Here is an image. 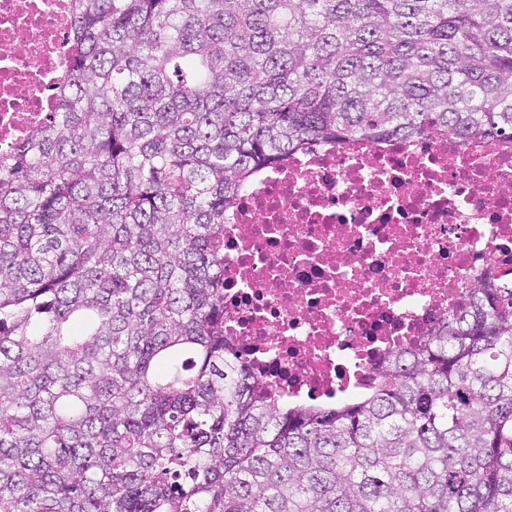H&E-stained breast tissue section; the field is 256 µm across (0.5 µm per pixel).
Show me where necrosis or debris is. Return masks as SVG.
I'll use <instances>...</instances> for the list:
<instances>
[{"instance_id": "obj_1", "label": "necrosis or debris", "mask_w": 512, "mask_h": 512, "mask_svg": "<svg viewBox=\"0 0 512 512\" xmlns=\"http://www.w3.org/2000/svg\"><path fill=\"white\" fill-rule=\"evenodd\" d=\"M72 0H0V148L69 68ZM512 267V140L327 143L254 171L224 213V338L291 401L369 387Z\"/></svg>"}]
</instances>
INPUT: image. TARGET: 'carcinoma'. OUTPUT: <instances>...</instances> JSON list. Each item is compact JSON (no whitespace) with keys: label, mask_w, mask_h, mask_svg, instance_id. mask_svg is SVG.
Segmentation results:
<instances>
[{"label":"carcinoma","mask_w":512,"mask_h":512,"mask_svg":"<svg viewBox=\"0 0 512 512\" xmlns=\"http://www.w3.org/2000/svg\"><path fill=\"white\" fill-rule=\"evenodd\" d=\"M0 154V512H512V269L350 401L224 340V211L318 143L512 139V0H75Z\"/></svg>","instance_id":"obj_1"}]
</instances>
